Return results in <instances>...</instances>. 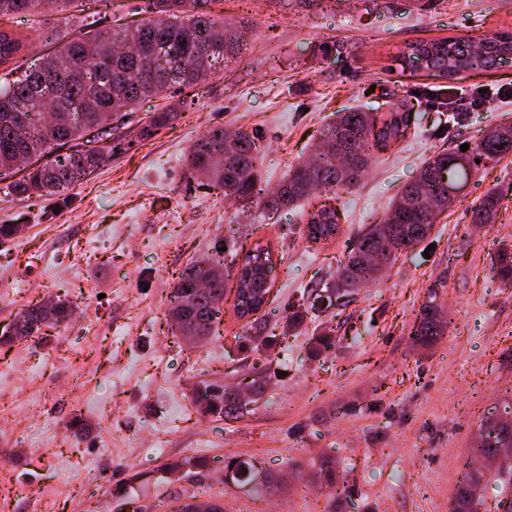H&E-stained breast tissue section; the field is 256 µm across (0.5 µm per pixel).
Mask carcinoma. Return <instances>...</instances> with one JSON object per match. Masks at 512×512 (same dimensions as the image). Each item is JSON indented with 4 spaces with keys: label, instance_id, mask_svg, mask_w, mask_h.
<instances>
[{
    "label": "carcinoma",
    "instance_id": "1",
    "mask_svg": "<svg viewBox=\"0 0 512 512\" xmlns=\"http://www.w3.org/2000/svg\"><path fill=\"white\" fill-rule=\"evenodd\" d=\"M103 7L82 18V30L69 35L63 45L49 53L38 64L27 63L21 56L37 40L50 42V37L29 27L25 34L0 26V176L20 168V163L48 157L43 163L25 169L21 178L6 186L11 196H54L94 173L112 157V120L120 113L133 109L141 102L166 90L190 87L207 76L200 61L222 57H237L242 53L241 38L227 29V23L212 15L214 0H151L144 11L151 17L137 24L97 28L93 17L101 12L121 11L119 0H92ZM48 0H0V21L13 22L21 14L39 12ZM486 41L483 53L472 51V41L450 37L435 41H420L407 46L402 53L404 62L422 53L427 58L425 68L439 77L465 73L472 69H492L504 61L502 53H512V31H503ZM176 119L173 109L162 108L136 135V139L153 136L157 130ZM407 119L400 111L337 113L328 125L324 142L329 148L318 149L315 158L290 167L288 175L277 187L267 192L261 188L260 147L248 133H231L222 127H212L194 144L186 158L189 173L195 179L224 189L226 197L253 199L263 195L264 209L277 210L294 202L307 200L321 190L334 193L355 187L364 177L372 153L384 151L404 137ZM512 129V121L494 126L480 141L477 156L487 162L512 154V140L501 131ZM460 147L440 149L421 166L416 180L400 192L392 203L383 224L389 226L387 263L396 255L428 237L442 213L448 210L447 184L444 177L468 180L469 174L458 170L455 157ZM495 209V197L474 208L472 222L487 224ZM339 233L336 208L322 206L307 213L306 238L314 243L327 242ZM379 231L374 229L358 236L339 261L336 280L338 306L350 302L356 290L377 278V272H364L363 254L377 250L382 244ZM235 263L233 282L224 276L212 281L211 288L195 294L194 308L199 327L171 320L181 336L201 330V335L215 333L218 318L215 306L224 303L228 285L236 288L233 310L237 318L250 315L244 342L251 351H258L270 342L264 316H256L268 303L271 281L265 268L273 264L270 243L257 242L240 253L230 251ZM219 261L201 258L189 264L179 275L172 299L181 298L205 270ZM492 270L506 288H512V249L501 250ZM317 310L311 296L292 307L286 317L290 328L298 327L304 315ZM435 299L421 308L419 319L410 332L412 344L424 350L431 348L445 333L446 317L435 318ZM74 304L57 299L52 308L37 303L20 310L13 326L0 334V344L40 336L48 329L67 324L74 315ZM195 404L203 415L232 416L240 412L236 399L224 393L210 395L206 387L196 392ZM483 440L471 449L470 455L498 456L499 467L479 476L484 482L493 478L512 482V444H505L504 431L488 425ZM318 474L339 493L347 492L337 479L336 460H319Z\"/></svg>",
    "mask_w": 512,
    "mask_h": 512
}]
</instances>
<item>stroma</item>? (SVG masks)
<instances>
[{
	"instance_id": "1",
	"label": "stroma",
	"mask_w": 512,
	"mask_h": 512,
	"mask_svg": "<svg viewBox=\"0 0 512 512\" xmlns=\"http://www.w3.org/2000/svg\"><path fill=\"white\" fill-rule=\"evenodd\" d=\"M212 11L244 34L242 54L194 88L142 102L112 135L134 138L163 106L177 111L165 129L50 200L6 195L0 178V224L18 228L0 245V331L40 301L62 296L75 307L59 331L0 345V415L21 419L0 436L9 456L0 512H113L121 496L175 512L191 495L224 512H449L482 419L512 408V288L491 265L512 245V154L480 168L426 241L398 254L338 316L284 323L436 149L475 145L512 118V59L448 87L399 59L421 40L512 30V0H218ZM393 106L410 112L411 126L337 200L341 233L325 244L301 234L306 205L253 224L183 164L207 129L242 130L262 147L269 191L335 113ZM490 194L492 222L473 224ZM231 236L273 247L263 312L276 341L264 352L241 351L246 323L229 308L218 336L197 344L173 336L167 321L179 274ZM431 296L449 325L422 350L408 334ZM327 326L334 343L314 354ZM257 374L263 392L244 416H204L192 403L196 387ZM75 415L83 431L69 427ZM323 455L349 498L313 478ZM234 456L282 474L283 491L225 484ZM173 461L185 465L182 480L169 477Z\"/></svg>"
}]
</instances>
